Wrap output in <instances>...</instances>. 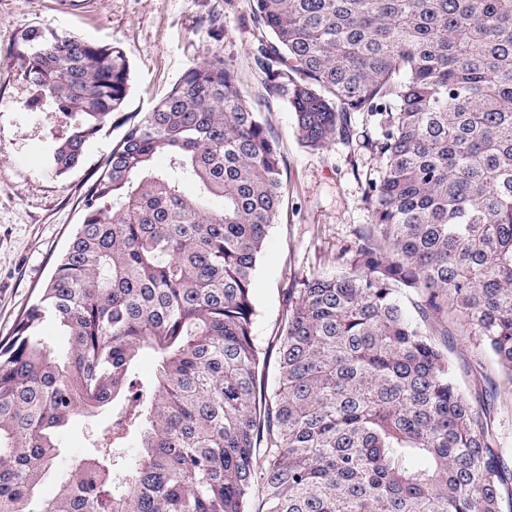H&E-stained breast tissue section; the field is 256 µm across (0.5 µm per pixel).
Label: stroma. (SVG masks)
<instances>
[{"label": "stroma", "instance_id": "stroma-1", "mask_svg": "<svg viewBox=\"0 0 512 512\" xmlns=\"http://www.w3.org/2000/svg\"><path fill=\"white\" fill-rule=\"evenodd\" d=\"M252 0H0V337L10 335L19 314L49 279L57 256L81 221V198L98 175L124 128L109 123L92 138L82 163L56 175L55 137L66 130L61 113L29 110L34 92L14 59L20 34L32 27L65 31L122 48L131 71L124 116L149 111L191 65L219 48L244 94L263 100V116L278 142L283 203L253 282L254 332L268 359H275L282 329L283 298L310 271H336L353 245L357 225L368 223L365 188L380 165L363 147L371 129L358 117L357 137L325 149L298 139L285 103L267 98L248 48L254 40ZM448 355L466 393L495 389L491 422L507 462H512V378L478 341L450 324ZM110 417H79L58 433L59 459L42 487L51 495L74 458L91 451Z\"/></svg>", "mask_w": 512, "mask_h": 512}]
</instances>
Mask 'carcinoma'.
Segmentation results:
<instances>
[{
  "label": "carcinoma",
  "mask_w": 512,
  "mask_h": 512,
  "mask_svg": "<svg viewBox=\"0 0 512 512\" xmlns=\"http://www.w3.org/2000/svg\"><path fill=\"white\" fill-rule=\"evenodd\" d=\"M253 2L255 66L301 143L372 121L370 222L337 271L285 295L269 382L252 281L280 153L262 102L208 52L124 120L0 338V512H512V468L446 339L451 318L512 378V0ZM15 58L33 104L69 120L51 153L67 173L122 111L127 55L33 27ZM105 408L96 453L43 497L59 429Z\"/></svg>",
  "instance_id": "cac0c4a2"
}]
</instances>
